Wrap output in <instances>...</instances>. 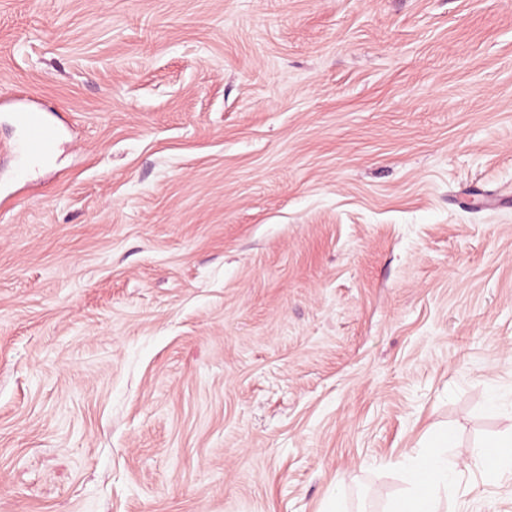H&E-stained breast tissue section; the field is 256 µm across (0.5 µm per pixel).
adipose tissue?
Returning a JSON list of instances; mask_svg holds the SVG:
<instances>
[{
  "mask_svg": "<svg viewBox=\"0 0 512 512\" xmlns=\"http://www.w3.org/2000/svg\"><path fill=\"white\" fill-rule=\"evenodd\" d=\"M454 438L449 432L436 434L429 451L407 470L409 489L390 512H449V494L456 469L448 462V450Z\"/></svg>",
  "mask_w": 512,
  "mask_h": 512,
  "instance_id": "obj_1",
  "label": "adipose tissue"
}]
</instances>
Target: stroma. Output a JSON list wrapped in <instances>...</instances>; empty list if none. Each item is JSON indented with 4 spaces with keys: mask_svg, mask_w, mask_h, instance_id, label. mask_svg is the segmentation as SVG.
I'll use <instances>...</instances> for the list:
<instances>
[{
    "mask_svg": "<svg viewBox=\"0 0 512 512\" xmlns=\"http://www.w3.org/2000/svg\"><path fill=\"white\" fill-rule=\"evenodd\" d=\"M511 425L512 0H0V512H385L443 430L512 512ZM15 117L22 129V138L16 146L18 155L28 164L50 157L60 137L59 128L47 121L40 112L20 109ZM484 448L487 446L479 445L473 448L471 456L476 463L482 465L489 476L512 474V432L509 438L497 440L490 445V448H500L495 456L489 457Z\"/></svg>",
    "mask_w": 512,
    "mask_h": 512,
    "instance_id": "35a3bbf8",
    "label": "stroma"
}]
</instances>
